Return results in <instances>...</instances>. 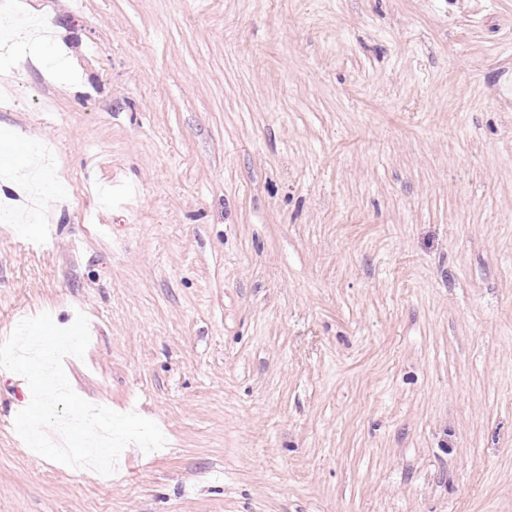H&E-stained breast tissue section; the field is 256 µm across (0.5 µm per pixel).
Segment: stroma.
<instances>
[{
    "label": "stroma",
    "mask_w": 512,
    "mask_h": 512,
    "mask_svg": "<svg viewBox=\"0 0 512 512\" xmlns=\"http://www.w3.org/2000/svg\"><path fill=\"white\" fill-rule=\"evenodd\" d=\"M0 344L89 321L112 475L33 452L0 368V512H512V0H13Z\"/></svg>",
    "instance_id": "35a3bbf8"
}]
</instances>
